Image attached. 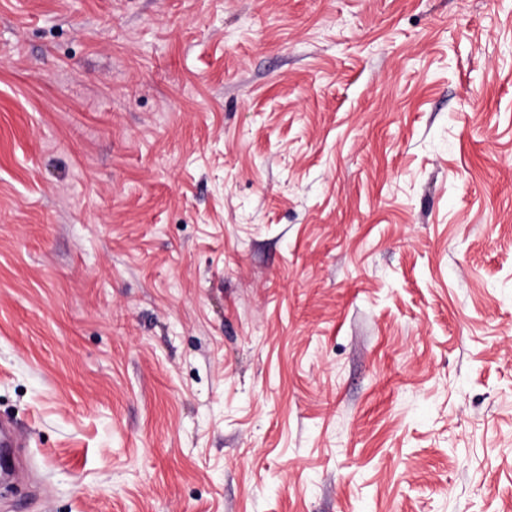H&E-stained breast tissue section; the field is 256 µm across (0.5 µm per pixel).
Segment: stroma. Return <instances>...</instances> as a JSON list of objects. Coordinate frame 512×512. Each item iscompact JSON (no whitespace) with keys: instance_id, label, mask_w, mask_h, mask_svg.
I'll list each match as a JSON object with an SVG mask.
<instances>
[{"instance_id":"stroma-1","label":"stroma","mask_w":512,"mask_h":512,"mask_svg":"<svg viewBox=\"0 0 512 512\" xmlns=\"http://www.w3.org/2000/svg\"><path fill=\"white\" fill-rule=\"evenodd\" d=\"M0 512H512V0H0Z\"/></svg>"}]
</instances>
